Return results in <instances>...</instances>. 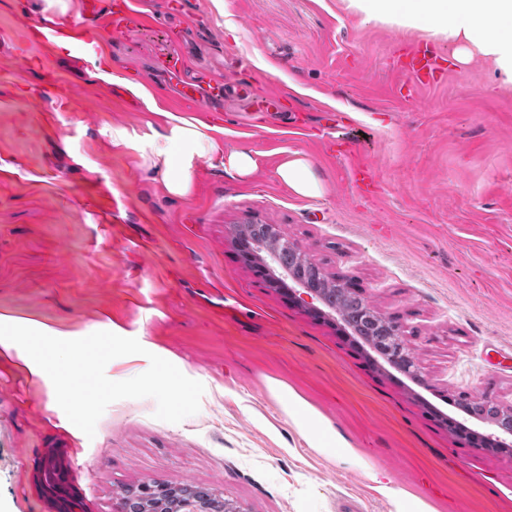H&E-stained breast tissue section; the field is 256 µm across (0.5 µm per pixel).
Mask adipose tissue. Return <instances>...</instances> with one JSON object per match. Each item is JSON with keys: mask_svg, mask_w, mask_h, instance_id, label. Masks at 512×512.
<instances>
[{"mask_svg": "<svg viewBox=\"0 0 512 512\" xmlns=\"http://www.w3.org/2000/svg\"><path fill=\"white\" fill-rule=\"evenodd\" d=\"M365 21L415 30L432 38L461 42L467 51L488 58L502 83L512 84V0H348ZM155 163L164 169L169 193L184 196L191 190L192 171L201 159L224 166L241 177L256 168L243 151L222 152L215 140L191 120L170 116L162 142L149 145ZM278 174L296 194L314 197L322 192L312 174L309 159L293 154L283 161ZM96 343L87 333H69L27 319L0 317V354L41 382L52 399L59 427L78 432L68 384L61 365L65 358L90 353ZM272 397L297 428L309 447L336 454L345 461L358 458L348 440L301 395L286 385H269Z\"/></svg>", "mask_w": 512, "mask_h": 512, "instance_id": "1", "label": "adipose tissue"}]
</instances>
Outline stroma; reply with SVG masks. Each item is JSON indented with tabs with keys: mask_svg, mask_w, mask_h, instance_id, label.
Masks as SVG:
<instances>
[{
	"mask_svg": "<svg viewBox=\"0 0 512 512\" xmlns=\"http://www.w3.org/2000/svg\"><path fill=\"white\" fill-rule=\"evenodd\" d=\"M68 2L62 16L45 0H0V170L11 173L0 179V316L64 331L109 320L121 343L157 346L175 365L124 362L101 338L66 366L76 438L54 428L46 387L0 358V512H58L39 485L48 456L82 512H117L124 487L145 479L209 488L241 512H392L376 471L436 512H512V449L471 447L431 415L462 419L464 394L512 403V86L440 41L442 83L401 100L396 47L424 43L420 32L363 23L344 0H182L192 71L239 84L216 138L257 169L242 178L200 161L179 198L152 164L146 102L91 75H145L159 108L209 122L157 65L175 17L165 0H141L152 25L84 48L28 42L31 19L84 23L82 0ZM273 88L292 94L276 118L257 109ZM292 112L303 129H290ZM119 131L127 143L114 144ZM343 133L376 160L377 197L323 153ZM295 153L321 195L278 177ZM248 219L278 225L397 319L425 385L369 363L257 277L230 233ZM273 380L343 434L360 466L307 447Z\"/></svg>",
	"mask_w": 512,
	"mask_h": 512,
	"instance_id": "35a3bbf8",
	"label": "stroma"
}]
</instances>
